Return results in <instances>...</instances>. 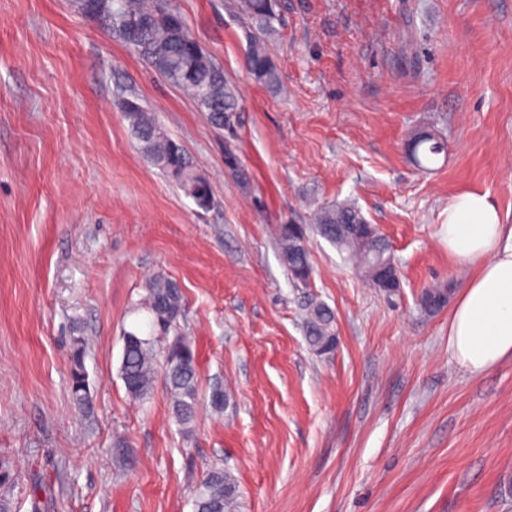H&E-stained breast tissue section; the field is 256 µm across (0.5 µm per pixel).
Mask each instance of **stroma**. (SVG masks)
Here are the masks:
<instances>
[{
	"mask_svg": "<svg viewBox=\"0 0 512 512\" xmlns=\"http://www.w3.org/2000/svg\"><path fill=\"white\" fill-rule=\"evenodd\" d=\"M173 5L239 91L235 131L71 0H0V456L15 472L0 496L13 512H192L221 464L240 512H512V357L470 373L449 309L418 305L470 273L440 235L451 196L486 191L512 224V0H275L277 91L245 67L232 0ZM131 95L207 179L209 208L143 159ZM421 130L445 143L426 171ZM336 202L388 239L397 294L317 236L310 288L290 282L277 225ZM156 274L180 286L196 351L189 437L163 382L136 402L120 378ZM310 295L336 313L332 356L304 340ZM76 335L88 414L69 389ZM448 303V290L441 287L428 288L422 291L419 306L427 314H434Z\"/></svg>",
	"mask_w": 512,
	"mask_h": 512,
	"instance_id": "obj_1",
	"label": "stroma"
}]
</instances>
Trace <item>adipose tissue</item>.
<instances>
[{
	"mask_svg": "<svg viewBox=\"0 0 512 512\" xmlns=\"http://www.w3.org/2000/svg\"><path fill=\"white\" fill-rule=\"evenodd\" d=\"M450 256L472 266L448 319V349L480 374L512 355V225L490 195L478 189L454 194L441 227Z\"/></svg>",
	"mask_w": 512,
	"mask_h": 512,
	"instance_id": "adipose-tissue-1",
	"label": "adipose tissue"
}]
</instances>
